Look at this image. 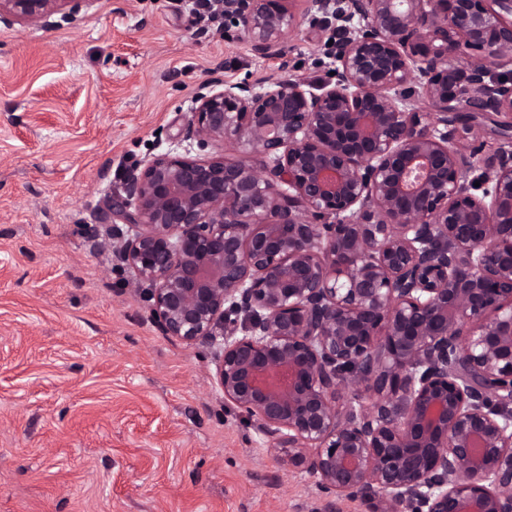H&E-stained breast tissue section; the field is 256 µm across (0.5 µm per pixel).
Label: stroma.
Listing matches in <instances>:
<instances>
[{
    "mask_svg": "<svg viewBox=\"0 0 512 512\" xmlns=\"http://www.w3.org/2000/svg\"><path fill=\"white\" fill-rule=\"evenodd\" d=\"M192 0H94L76 25L0 27V512H321L163 335L90 235L125 170L180 140L207 79L324 80L321 36L255 58Z\"/></svg>",
    "mask_w": 512,
    "mask_h": 512,
    "instance_id": "35a3bbf8",
    "label": "stroma"
}]
</instances>
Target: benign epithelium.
<instances>
[{
  "mask_svg": "<svg viewBox=\"0 0 512 512\" xmlns=\"http://www.w3.org/2000/svg\"><path fill=\"white\" fill-rule=\"evenodd\" d=\"M89 2L0 0V24ZM196 9L260 59L306 24L334 75L201 85L184 140L261 161L169 149L125 172L94 236L130 296L210 349L224 402L323 512H512V0Z\"/></svg>",
  "mask_w": 512,
  "mask_h": 512,
  "instance_id": "7a95c632",
  "label": "benign epithelium"
}]
</instances>
